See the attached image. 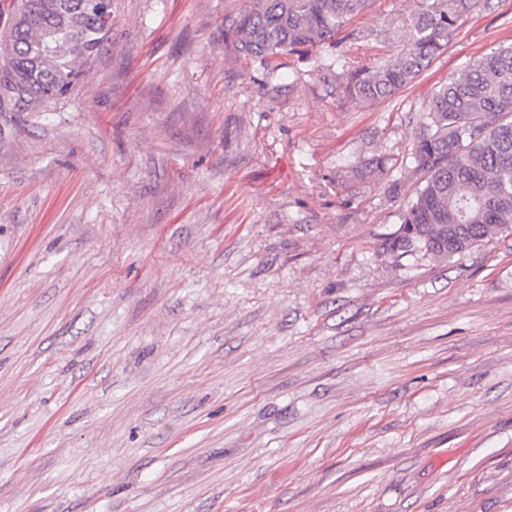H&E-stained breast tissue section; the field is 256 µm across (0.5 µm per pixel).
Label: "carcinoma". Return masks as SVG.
Wrapping results in <instances>:
<instances>
[{"instance_id":"carcinoma-1","label":"carcinoma","mask_w":512,"mask_h":512,"mask_svg":"<svg viewBox=\"0 0 512 512\" xmlns=\"http://www.w3.org/2000/svg\"><path fill=\"white\" fill-rule=\"evenodd\" d=\"M374 0H244L224 18V50L276 60L336 43ZM488 0H434L406 48L380 65L336 74L348 99L395 95L443 54ZM112 0H11L0 10V112H38L69 97L108 40ZM417 175L384 251L451 259L493 235H512V44L500 45L434 91L410 153Z\"/></svg>"}]
</instances>
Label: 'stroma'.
<instances>
[{
	"label": "stroma",
	"mask_w": 512,
	"mask_h": 512,
	"mask_svg": "<svg viewBox=\"0 0 512 512\" xmlns=\"http://www.w3.org/2000/svg\"><path fill=\"white\" fill-rule=\"evenodd\" d=\"M432 2L273 74L224 51L243 0H113L73 95L0 113V512H512V236L382 250L512 0L391 98L336 87Z\"/></svg>",
	"instance_id": "stroma-1"
}]
</instances>
